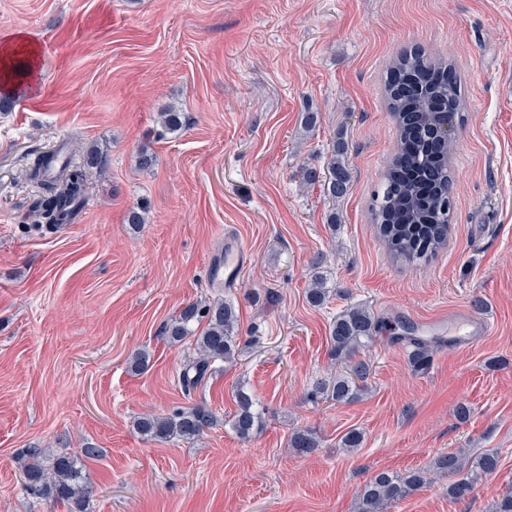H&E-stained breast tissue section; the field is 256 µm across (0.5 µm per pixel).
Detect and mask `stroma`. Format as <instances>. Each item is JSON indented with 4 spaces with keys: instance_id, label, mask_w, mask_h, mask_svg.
Returning a JSON list of instances; mask_svg holds the SVG:
<instances>
[{
    "instance_id": "35a3bbf8",
    "label": "stroma",
    "mask_w": 512,
    "mask_h": 512,
    "mask_svg": "<svg viewBox=\"0 0 512 512\" xmlns=\"http://www.w3.org/2000/svg\"><path fill=\"white\" fill-rule=\"evenodd\" d=\"M18 32L40 57L0 110V512H67L24 490L22 453L87 446V512H358L372 473L427 471L460 448L500 457L475 498L449 501L441 475L391 512H491L512 489V0H0V42ZM412 48L453 63L467 104L448 243L419 264L390 257L369 210L398 138L387 66ZM171 107L186 120L174 133ZM340 142L351 181L333 198ZM62 143L74 162L91 148L106 162L52 230L29 217L28 173ZM137 205L145 223L127 224ZM229 233L247 250L232 288L216 281ZM316 275L321 307L307 300ZM217 298L236 306L237 352L188 391L194 349L163 330ZM477 299L492 333L465 349L436 337L414 371L407 329ZM354 305L380 320L360 353L367 388L313 399L330 322ZM240 388L262 417L247 440L231 427ZM196 405L218 421L193 440L136 430ZM304 428L320 440L308 455L289 446ZM352 429L363 441L349 449Z\"/></svg>"
}]
</instances>
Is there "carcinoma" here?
Returning <instances> with one entry per match:
<instances>
[{
	"instance_id": "carcinoma-1",
	"label": "carcinoma",
	"mask_w": 512,
	"mask_h": 512,
	"mask_svg": "<svg viewBox=\"0 0 512 512\" xmlns=\"http://www.w3.org/2000/svg\"><path fill=\"white\" fill-rule=\"evenodd\" d=\"M388 111L399 130L397 148L389 159L387 171L374 192L371 212L374 224L387 242L394 258L408 263L426 262L448 241L453 207L451 169L439 166V156H450L454 137L436 148L414 132V124L448 121L453 130L462 125L465 108L460 85L450 63L433 60L412 49L398 53L391 61L384 81ZM345 146H334L327 162V188L331 197L345 193L350 171L345 161ZM104 161L103 153L92 149L84 163L78 165L55 150L40 156L30 177L39 182L42 196L32 210L38 224L59 226L72 221L85 200V188L91 169ZM310 304L320 307L329 298L323 279L315 277L307 291ZM207 319L198 329L196 323ZM238 314L232 301L186 305L165 328L169 343L190 340L195 358L181 373L186 390L196 387L218 362L232 360L236 349ZM378 318L366 307L351 306L334 317L329 326L332 360L342 370L331 381L316 387V393L338 403L359 399L369 365L357 358V352L373 340ZM413 351L410 361L414 370H425L431 361L427 340L410 338ZM238 411L231 419L235 433L247 439L257 429L259 416L253 399L244 390L237 393ZM215 417L201 406L176 410L168 415L147 414L136 422L139 432L153 440H190L214 424ZM290 446L308 454L319 446L311 429H300L290 438ZM98 449L86 447L81 457L71 454L40 461L42 450L26 449L31 459L23 468L25 486L43 497L61 502L68 512H85L84 503L90 487L84 474V458L96 456ZM499 464L498 454L472 456L465 449L443 453L434 460L433 469L448 476V499L462 503L472 499L483 477ZM430 483L425 472L409 471L404 475L380 471L372 475L357 495L360 512H389L394 504Z\"/></svg>"
}]
</instances>
